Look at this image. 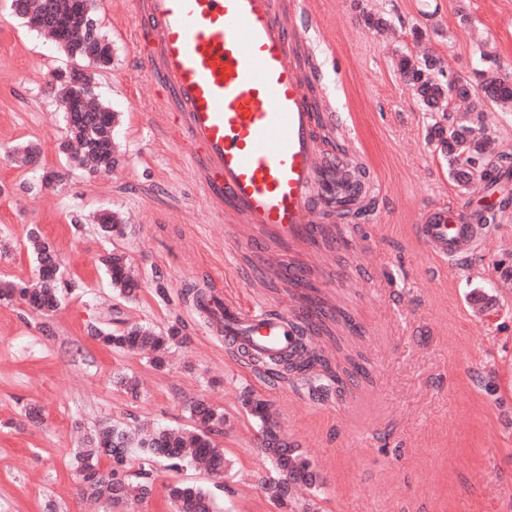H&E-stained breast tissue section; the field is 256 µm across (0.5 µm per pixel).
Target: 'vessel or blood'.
<instances>
[{"instance_id": "1", "label": "vessel or blood", "mask_w": 512, "mask_h": 512, "mask_svg": "<svg viewBox=\"0 0 512 512\" xmlns=\"http://www.w3.org/2000/svg\"><path fill=\"white\" fill-rule=\"evenodd\" d=\"M129 37L147 87L166 94L183 151L209 207L226 234L282 255L313 247L337 205L336 171L320 144L334 131L331 115L315 112L293 44L309 8L274 0H132ZM473 209L440 208L414 225L431 255L467 270L483 233ZM227 344L271 360L295 345L293 318L266 306L208 293L202 304Z\"/></svg>"}]
</instances>
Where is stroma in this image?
<instances>
[{
	"label": "stroma",
	"instance_id": "stroma-1",
	"mask_svg": "<svg viewBox=\"0 0 512 512\" xmlns=\"http://www.w3.org/2000/svg\"><path fill=\"white\" fill-rule=\"evenodd\" d=\"M315 31L300 37L318 79V111L336 116L328 151L356 144L375 188L348 218L350 248L320 244L300 255L332 304L362 330L355 349L369 375L344 397H318L295 379L258 375L224 336L186 303L199 285L228 290L244 303L291 310L286 286L262 279V257L225 238L207 208L172 121L145 109L132 46L119 35L130 0H97L112 43V62L97 71L96 91L116 114L118 162L109 171L71 169L60 97L52 80L70 60L28 28L0 0V280L28 283L38 265L30 229L57 252L62 304L51 316L23 301H0V512H91L78 491L73 449L116 422L185 427L186 410L203 400L224 414L216 443L230 467L218 512H279L258 483L268 462L259 425L245 414V392L275 405L281 432L316 473L306 498L315 512H512V207L500 213L467 273L413 238L412 226L435 207L479 203L482 181L462 191L448 176L430 135L432 119L393 63L396 51L430 54L473 83L480 46L512 73V0H315ZM384 15L396 37L384 39L361 19ZM468 22H461V15ZM427 31L415 39L414 28ZM32 146L36 166L14 150ZM55 173L50 185L43 173ZM114 213L123 230L102 238L93 217ZM125 252L139 275L137 298L114 295L98 263L105 250ZM165 295H158V288ZM142 323L179 325L185 338L164 369L138 353L116 352L90 329ZM123 371L141 382L138 396L113 387ZM43 409L35 424L27 405ZM154 493L120 512H173L165 496L177 482L212 486L201 469L158 470Z\"/></svg>",
	"mask_w": 512,
	"mask_h": 512
}]
</instances>
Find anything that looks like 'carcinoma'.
<instances>
[{"label":"carcinoma","mask_w":512,"mask_h":512,"mask_svg":"<svg viewBox=\"0 0 512 512\" xmlns=\"http://www.w3.org/2000/svg\"><path fill=\"white\" fill-rule=\"evenodd\" d=\"M9 8L26 20L29 27L41 32L55 31L61 25L81 37L71 38L63 51L73 64L82 69L80 83L61 88L63 120L66 139L61 149L74 165L86 172L110 170L117 164L112 127L116 114L104 105L89 112L79 111V106L95 94L91 74L85 68H104L112 62V47L100 29L95 14L85 16L73 9L72 0H10ZM482 69L479 71L481 93L465 83L456 98L468 102V115L460 120L448 98V84L444 79V66L433 58L417 59L402 52L395 65L403 80L410 86L428 111L438 115L431 128V137L437 140L444 156L449 175L463 190L476 178L481 179L487 190L496 192L503 177L512 173V155L502 153L488 156L487 137L484 136V112L491 104L500 108L512 105V76L502 72L496 57L481 50ZM512 205V196L501 195L492 206L479 209V223H496L500 211ZM99 231L105 236L121 233L110 212L98 216ZM28 248L38 263V280L31 287L13 282L0 281V299L17 298L34 311L48 316L61 303L58 288L59 270L55 263L53 244L38 233L28 238ZM109 277V283L117 295L132 300L139 288L138 277L124 253L109 251L100 258ZM308 311L296 316L300 322L301 347L304 356L289 359L284 365L252 363L254 369L270 379H279L287 372L297 380L315 389L320 396L328 394L333 386L354 383L357 377H366L364 365L351 360L340 368L330 366V359L317 354L311 346V337L331 335L332 331H354L358 325L345 311L321 312V300L306 299ZM336 324L331 329L330 324ZM94 339L117 351H142L151 354L150 363L156 369L164 367L170 347L182 342L180 328L172 325L167 332L139 323H129L122 330L110 327L94 329ZM113 386L131 396L139 392L135 376L116 372ZM246 415L259 421L261 449L270 462L269 473L259 477L261 486L269 498L279 507L291 505V490L273 484L280 471L295 466L298 455L281 438L276 421L268 412V404L247 392L242 398ZM192 425L188 428L156 427L147 434H140L128 426L114 424L98 429L73 455L72 465L83 482V492L92 499L103 500L109 507H117L132 501L142 502L153 493L154 468L161 466L169 471H179L186 466L200 468L215 476L224 477L227 459L224 449L211 439L212 432L224 424V413L203 400L188 406ZM138 452L139 469L130 470L129 452ZM103 456L112 458V467L100 468ZM167 499L174 512H216L211 492L194 484L175 483L167 488Z\"/></svg>","instance_id":"cac0c4a2"}]
</instances>
